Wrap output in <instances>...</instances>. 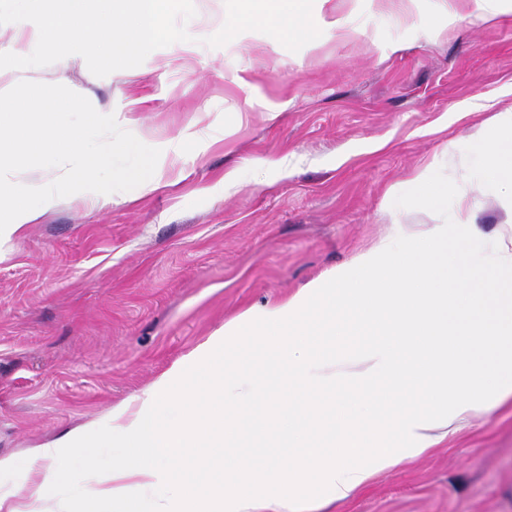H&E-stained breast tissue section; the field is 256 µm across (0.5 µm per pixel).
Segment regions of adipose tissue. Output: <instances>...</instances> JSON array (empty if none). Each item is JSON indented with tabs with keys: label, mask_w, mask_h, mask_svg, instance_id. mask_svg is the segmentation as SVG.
I'll list each match as a JSON object with an SVG mask.
<instances>
[{
	"label": "adipose tissue",
	"mask_w": 512,
	"mask_h": 512,
	"mask_svg": "<svg viewBox=\"0 0 512 512\" xmlns=\"http://www.w3.org/2000/svg\"><path fill=\"white\" fill-rule=\"evenodd\" d=\"M53 196L0 191V237ZM468 245L483 287L441 288L449 241ZM512 399V225L481 237L469 210L372 249L288 300L214 331L101 420L0 456V512H320L374 473L422 454ZM89 494L56 469H97ZM54 467L70 474L76 481L84 485L87 490L93 491L108 487L109 483L103 481L102 474H86L77 464L75 454H65L56 459Z\"/></svg>",
	"instance_id": "obj_1"
}]
</instances>
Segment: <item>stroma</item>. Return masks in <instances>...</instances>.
Returning <instances> with one entry per match:
<instances>
[{
  "instance_id": "1",
  "label": "stroma",
  "mask_w": 512,
  "mask_h": 512,
  "mask_svg": "<svg viewBox=\"0 0 512 512\" xmlns=\"http://www.w3.org/2000/svg\"><path fill=\"white\" fill-rule=\"evenodd\" d=\"M194 5L191 41L136 68L0 69V92L65 85L161 151L157 188H134V202L59 198L0 242V456L100 420L392 222L453 223L461 180L484 235L507 219V184L484 172L474 133L480 104L512 109V11L482 25L470 0H314L343 27L292 52L256 31L204 45L225 3ZM425 168L419 196L408 182ZM324 512H512V401Z\"/></svg>"
}]
</instances>
